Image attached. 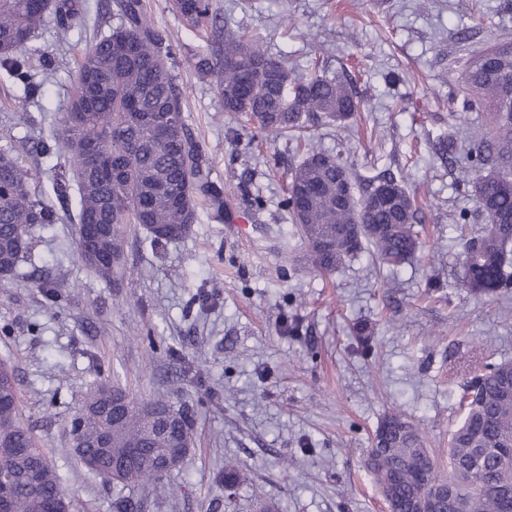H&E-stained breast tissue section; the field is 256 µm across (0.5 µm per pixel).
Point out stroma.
<instances>
[{
	"instance_id": "obj_1",
	"label": "stroma",
	"mask_w": 512,
	"mask_h": 512,
	"mask_svg": "<svg viewBox=\"0 0 512 512\" xmlns=\"http://www.w3.org/2000/svg\"><path fill=\"white\" fill-rule=\"evenodd\" d=\"M82 5L68 44L47 16L23 48L40 89L0 69V148L32 175L56 211L30 229L32 249L0 286V359L14 369L20 420L67 489L70 512H114L111 484L73 453L71 422L86 391L111 379L137 397L164 396L188 412L193 445L163 479L131 490L140 512H384L366 468L376 428L400 411L440 461L475 368L512 362V291L477 297L458 284L461 245L453 221L476 214L455 188L457 172L435 143L448 135V80L491 36L512 32L503 0H218L222 21L259 35L296 72L341 75L363 101L360 120L310 124L307 134L340 156L356 185L390 172L420 207L424 247L397 270L363 252L322 275L306 261L285 207L289 171L301 158L287 138L227 113L195 63L207 44L149 0L171 48V73L189 130L224 216L199 209L186 238L153 252L131 226L129 273L106 284L78 259L75 226L52 189L55 144L73 91L75 61L118 19L112 0ZM60 290L52 301L45 286ZM238 484L225 488V462Z\"/></svg>"
}]
</instances>
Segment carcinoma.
I'll return each mask as SVG.
<instances>
[{
    "label": "carcinoma",
    "instance_id": "obj_1",
    "mask_svg": "<svg viewBox=\"0 0 512 512\" xmlns=\"http://www.w3.org/2000/svg\"><path fill=\"white\" fill-rule=\"evenodd\" d=\"M121 24L86 50L76 63L73 92L66 111L91 112L83 125L66 129L57 150L69 158L68 171L54 173L53 190L66 197L78 192L75 235L83 224H107L111 234L100 249H125L127 230L143 227L151 242L163 246L191 232L184 205L168 186L187 188L191 210L203 202L221 212L222 191L211 181L199 146L184 116L182 93L167 59L170 48L150 19L145 0H113ZM171 8L189 25L208 32L207 51L197 69L216 80L224 111L243 114L256 128L287 133L304 128L302 118L319 117L346 124L362 104L348 85L315 68L307 76L291 70L284 59L268 55L261 40L214 30L217 0H171ZM54 11L58 31L70 32L77 12L73 3L53 0H0V67L31 93L28 60L21 50ZM462 109L450 113L455 122L467 112H484L488 128L472 132L469 145L448 138L443 152L464 154L466 166L457 178L472 196L485 225L469 235L468 213L458 214L457 239L462 244L460 285L475 296L512 287V35L492 37L457 80L453 100ZM174 112L177 125L160 138L151 117ZM79 137L97 140L109 153L112 172L101 179L89 175L91 162L73 147ZM29 173L12 151L0 149V267L11 274L17 265L15 244L28 238L33 224H52L56 213L38 203ZM349 196L340 200V187ZM286 208L304 241L313 268L330 275L369 244L374 257L395 270L422 249L419 207L400 181L390 177L372 183L355 196V184L340 158L312 142L290 173ZM163 406L139 400L104 380L97 384L72 420L79 440L80 464L108 483L126 488L160 483L168 474L156 466L169 448H187L191 425L179 411L180 427L167 433L145 425L142 407ZM463 415L448 438V474L425 448L414 423L392 411L378 425L368 454V468L377 486L392 481V512H409L424 493L418 476L430 485L447 483L471 502L470 512H512V496L499 497L496 486L512 487V362L477 369L461 397ZM0 472L13 481V512H68L61 478L29 430L19 420V396L7 362L0 361Z\"/></svg>",
    "mask_w": 512,
    "mask_h": 512
}]
</instances>
